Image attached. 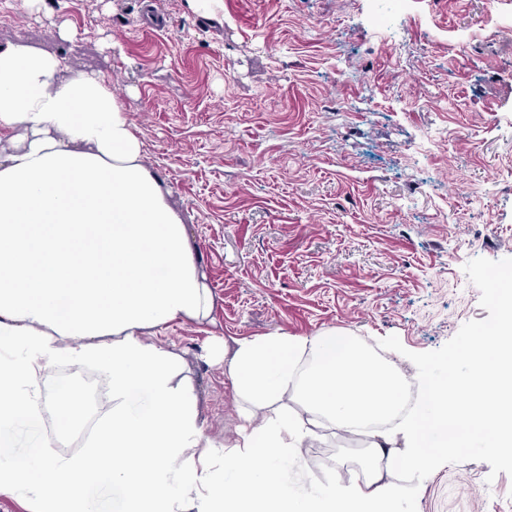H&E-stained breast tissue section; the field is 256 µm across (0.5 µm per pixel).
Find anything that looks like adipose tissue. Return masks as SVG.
I'll use <instances>...</instances> for the list:
<instances>
[{
    "instance_id": "1",
    "label": "adipose tissue",
    "mask_w": 512,
    "mask_h": 512,
    "mask_svg": "<svg viewBox=\"0 0 512 512\" xmlns=\"http://www.w3.org/2000/svg\"><path fill=\"white\" fill-rule=\"evenodd\" d=\"M65 69L50 53L0 49V141L14 145L0 156V496L26 512H99L94 492L111 486L124 491L119 512H396V476L435 452L476 438L512 455V302L460 350L468 375L430 385L402 449L384 450L394 434L381 425L404 384L348 333L218 346L240 423L214 453L184 362L157 338L210 318L213 292L104 78ZM65 361L95 366L109 387L110 410L78 455L55 451L41 423L51 403L62 430L85 409L52 377ZM292 393L307 417L289 410ZM324 419L372 436V452L360 483L298 491L282 463Z\"/></svg>"
}]
</instances>
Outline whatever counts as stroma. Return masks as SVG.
I'll list each match as a JSON object with an SVG mask.
<instances>
[{
	"mask_svg": "<svg viewBox=\"0 0 512 512\" xmlns=\"http://www.w3.org/2000/svg\"><path fill=\"white\" fill-rule=\"evenodd\" d=\"M0 0V49L102 75L186 225L215 307L163 336L215 442L236 403L216 342L336 328L423 397L499 323L512 270V31L486 0ZM68 37H61L60 28ZM368 437L324 425L293 449L299 489L358 469ZM400 512H512V458L436 457Z\"/></svg>",
	"mask_w": 512,
	"mask_h": 512,
	"instance_id": "35a3bbf8",
	"label": "stroma"
}]
</instances>
